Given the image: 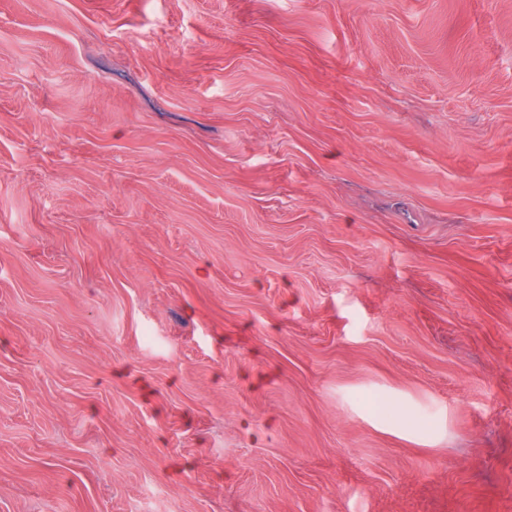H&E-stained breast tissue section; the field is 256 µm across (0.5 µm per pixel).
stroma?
Segmentation results:
<instances>
[{"instance_id": "1", "label": "stroma", "mask_w": 512, "mask_h": 512, "mask_svg": "<svg viewBox=\"0 0 512 512\" xmlns=\"http://www.w3.org/2000/svg\"><path fill=\"white\" fill-rule=\"evenodd\" d=\"M0 512H512V0H0ZM382 408L384 414L376 421L393 428L409 427L415 434L429 436L436 430V423L431 420L420 422L414 410L401 399H386Z\"/></svg>"}]
</instances>
